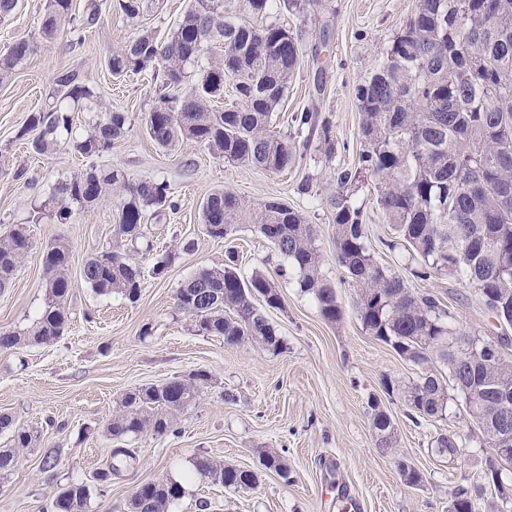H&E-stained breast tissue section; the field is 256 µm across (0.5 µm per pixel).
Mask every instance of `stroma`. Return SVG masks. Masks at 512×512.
I'll list each match as a JSON object with an SVG mask.
<instances>
[{
	"instance_id": "stroma-1",
	"label": "stroma",
	"mask_w": 512,
	"mask_h": 512,
	"mask_svg": "<svg viewBox=\"0 0 512 512\" xmlns=\"http://www.w3.org/2000/svg\"><path fill=\"white\" fill-rule=\"evenodd\" d=\"M322 3L317 15L276 6L265 20L302 38L299 68L275 114L277 130L304 141L291 115L316 109L330 124L336 150L328 158L308 148L297 168L276 174L225 162L195 143L174 152L158 148L145 132V115L160 80L147 71L119 82L105 67L107 52L131 39L140 26L167 32L188 0H163L161 10L138 21L114 10L103 12L78 44L62 38L41 45L44 0H19L13 13L0 17V52L19 39L38 45L11 80L0 84V229L26 224L32 243L10 288L0 290V330L26 331L39 316L45 302L41 256L60 239L70 245L71 280V317L63 337L0 351V413L39 434L35 447L21 451L15 468L0 475V512H52L60 487L78 479L96 485L114 446L102 427L121 395L198 370L207 371L211 380L197 403L179 414V435L145 433L131 440L134 467L113 477L105 493L93 494L89 512H130L136 486L156 479L184 486L171 512H342L346 498L357 512H448L455 490L479 484L491 448L460 401H450L443 418L410 417L403 389L416 369L362 330L354 314L356 290L333 259L332 221L325 208L336 169L357 162L360 114L353 89L377 65L418 0ZM66 68L79 70L106 105L128 116L125 137L94 160L66 150L37 155L18 135L28 116L44 106L56 73ZM95 164L120 168L132 182L165 179L178 203L177 210L145 228L154 249L137 255L143 279L133 303L96 293L82 277L86 260L116 243L111 201L80 210L69 224L26 221L31 203L56 180ZM216 188L234 192L253 207L280 199L316 226L324 272L344 310L341 322L321 317L313 297L301 291L296 274L284 270L283 259L253 225H237L223 238L205 232L200 205ZM358 200L369 215L377 261L404 273L406 253L383 245L391 230L373 187H363ZM188 239L195 249L186 253L182 243ZM230 249L243 273L260 268L279 276L283 304L265 311L283 342L278 351L250 342L228 346L221 338L196 334L175 307L181 284L202 268L222 266ZM165 254L172 260L163 276H154L152 266ZM409 285L436 296L456 326L476 333L490 329L473 286L448 277L413 279ZM375 402L394 422L393 447L375 442ZM443 436L456 439L455 451L437 452ZM268 449L282 455L287 477L264 469L261 454ZM200 455L256 471L257 485L234 491L211 483L194 470ZM401 459L422 474L420 484L405 483L397 466ZM48 461L53 464L49 470L44 467Z\"/></svg>"
}]
</instances>
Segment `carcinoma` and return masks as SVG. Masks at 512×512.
I'll return each mask as SVG.
<instances>
[{"label": "carcinoma", "instance_id": "carcinoma-1", "mask_svg": "<svg viewBox=\"0 0 512 512\" xmlns=\"http://www.w3.org/2000/svg\"><path fill=\"white\" fill-rule=\"evenodd\" d=\"M163 0H117L122 16L136 20ZM72 0H45L40 33L46 43L76 34L71 27ZM224 48L217 58L214 45ZM34 51L25 39L0 53V83ZM301 40L276 24L239 21L228 0H189L176 26L161 36L144 27L123 45L109 50L105 65L115 78L153 71L162 76V92L146 113V132L155 144L172 151L187 142L206 147L229 163L281 172L296 167L308 142L273 130L272 117L299 67ZM235 81L236 102L224 109V77ZM361 114L357 165L336 171V188L325 205L333 224L336 266L357 288L355 313L363 329L421 370L404 390L417 416L445 414L448 387L463 399L470 418L480 424L484 442L493 449L485 481L502 480L498 434L503 420L512 431V360L501 359L512 343L506 332L484 338L455 326L448 311L430 293L410 288L403 275L381 265L368 245L364 207L357 203L362 187L373 183L376 202L393 231L385 246L408 254L410 274L420 280L459 278L478 289L485 309L500 324L512 327V0H418L417 10L384 48L381 60L354 87ZM52 103L33 112L20 131L36 154L67 149L84 158L98 156L126 133V115L101 101L79 71L63 69L53 80ZM92 112L96 119L82 131L72 113ZM298 130H320L317 148L335 152L328 122L303 109L292 116ZM118 198L115 235L136 243L146 239L145 224L176 208L170 184L149 178L125 179L118 168H90L57 181L49 195L31 207L29 221L49 216L68 224L78 210L107 195ZM250 223L275 252L296 271L301 290L312 295L330 323L342 319L336 288L323 275V255L315 226L287 204L271 199L250 210L233 192L211 191L201 205V224L213 238H223L239 224ZM30 249L26 228L0 234V290L12 284ZM70 246L60 239L42 255L47 275L44 308L26 336L0 330V351H14L29 341L51 344L63 336L67 307ZM83 280L96 292L137 299L141 269L130 255L107 247L84 264ZM277 309L279 285L265 271L241 274L234 252L224 267L202 269L176 292L175 304L195 332L224 338L234 346L245 341L276 350L274 328L255 305ZM471 336L485 364L451 379V365L463 357L460 338ZM438 359L446 372L430 368ZM210 376L201 370L160 386L127 391L119 411L105 426L110 439L126 442L145 432L178 434L177 415L196 403ZM372 431L382 447H391L394 423L379 404L372 405ZM10 438L0 448V473L15 466L17 454L33 447L38 435L0 415V434ZM112 462L97 474L105 487L112 476L136 460L131 448L111 450ZM262 465L279 473L288 468L275 451L262 454ZM196 474L226 488L253 487L258 478L240 468L200 456ZM183 494L170 480L162 489L133 496L132 512H168ZM90 489L72 482L56 492L53 512H86ZM465 489H459L448 512H476Z\"/></svg>", "mask_w": 512, "mask_h": 512}]
</instances>
